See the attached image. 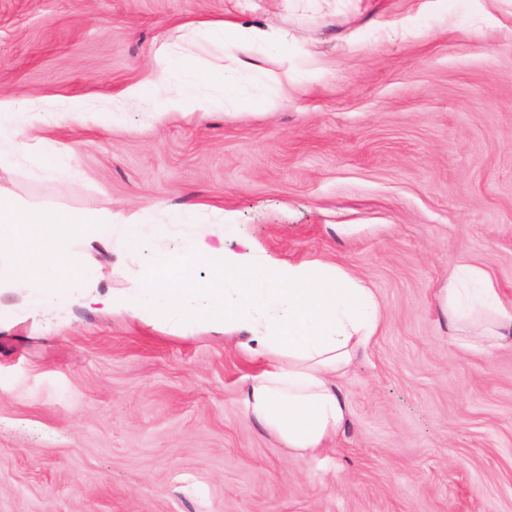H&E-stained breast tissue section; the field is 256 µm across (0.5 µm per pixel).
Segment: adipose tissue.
<instances>
[{
	"mask_svg": "<svg viewBox=\"0 0 512 512\" xmlns=\"http://www.w3.org/2000/svg\"><path fill=\"white\" fill-rule=\"evenodd\" d=\"M194 36L221 44L232 42L234 66L217 74L195 59L175 54L171 44L156 51L159 65L147 79L126 89L128 98L152 94L161 114L211 112L214 101L199 90L218 84L235 95L242 72L251 68L256 49L276 50L287 35L271 27L235 31L225 21H189ZM183 84L177 95L167 89L174 75ZM0 112L14 115L0 123V170L27 159L46 177L71 174V156L37 127L51 124V113L27 110L25 102L0 99ZM119 239L125 252L139 257L150 241L169 237L167 224L141 233L132 223L114 222L111 212L90 210L74 215L41 212L20 205L0 190V291L22 290L32 311H61L87 299L98 278L96 269L78 261L73 244L82 234ZM214 276L200 281L199 266ZM127 288L113 292L108 303L162 321L174 332L204 323L227 335L245 336L244 349L263 368L249 377L243 391L246 416L268 431L294 455L307 458L322 450L343 427L347 407L335 378L364 350L379 328V305L364 283L335 265L319 261L289 264L270 260L255 244L246 251L214 250L204 233L183 241L177 252L153 259L139 271L122 270ZM439 310L450 327L486 338L512 334V308L504 305L492 276L467 266L438 293Z\"/></svg>",
	"mask_w": 512,
	"mask_h": 512,
	"instance_id": "1",
	"label": "adipose tissue"
}]
</instances>
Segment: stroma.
Masks as SVG:
<instances>
[{
    "label": "stroma",
    "instance_id": "stroma-1",
    "mask_svg": "<svg viewBox=\"0 0 512 512\" xmlns=\"http://www.w3.org/2000/svg\"><path fill=\"white\" fill-rule=\"evenodd\" d=\"M190 18L278 26L287 51L254 53L237 104L208 86L204 117L124 99ZM0 98L55 113L79 170H1L19 203L172 225L149 260L220 210L380 307L336 377L345 426L302 459L246 417L238 339L1 293L0 512H512V339L453 335L437 302L471 265L512 304V0H0ZM75 251L101 294L137 265L116 239Z\"/></svg>",
    "mask_w": 512,
    "mask_h": 512
}]
</instances>
